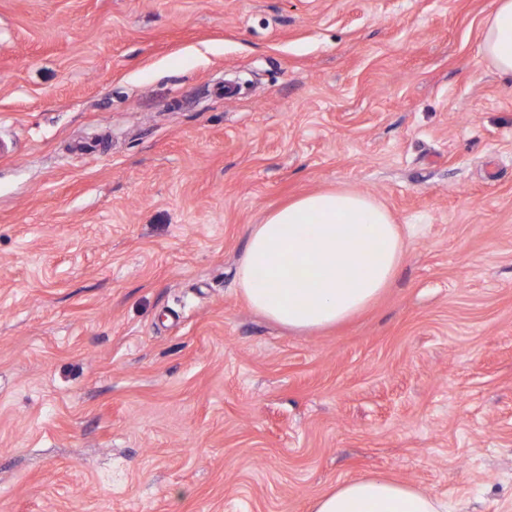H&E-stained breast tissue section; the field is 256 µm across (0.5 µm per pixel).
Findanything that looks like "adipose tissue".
Segmentation results:
<instances>
[{"mask_svg":"<svg viewBox=\"0 0 512 512\" xmlns=\"http://www.w3.org/2000/svg\"><path fill=\"white\" fill-rule=\"evenodd\" d=\"M482 56L512 75V0H496L480 42ZM406 240L391 213L350 189L307 193L253 225L238 264L248 305L295 331L351 319L393 283ZM265 287H257V278ZM310 512H448L446 501L385 476L336 482Z\"/></svg>","mask_w":512,"mask_h":512,"instance_id":"ef3b65f1","label":"adipose tissue"}]
</instances>
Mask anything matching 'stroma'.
Returning a JSON list of instances; mask_svg holds the SVG:
<instances>
[{
    "label": "stroma",
    "instance_id": "obj_1",
    "mask_svg": "<svg viewBox=\"0 0 512 512\" xmlns=\"http://www.w3.org/2000/svg\"><path fill=\"white\" fill-rule=\"evenodd\" d=\"M494 0H0V512H512V77ZM350 188L408 239L343 325L237 281ZM482 56L502 75H512V0H496L480 42ZM448 502L385 476L336 482L316 497L310 512H447Z\"/></svg>",
    "mask_w": 512,
    "mask_h": 512
}]
</instances>
